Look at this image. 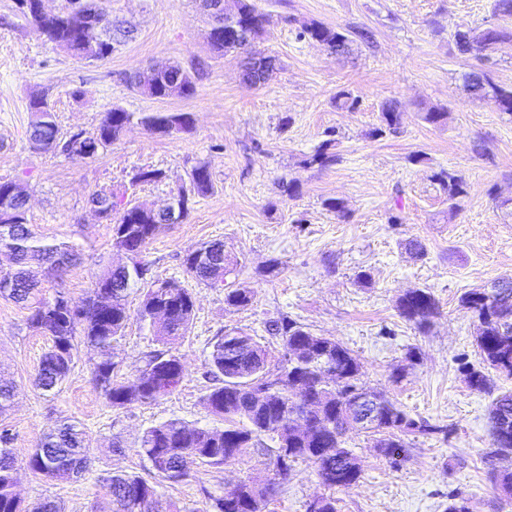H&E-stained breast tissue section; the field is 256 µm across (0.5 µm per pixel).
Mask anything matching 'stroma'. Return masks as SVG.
Listing matches in <instances>:
<instances>
[{
	"label": "stroma",
	"instance_id": "1",
	"mask_svg": "<svg viewBox=\"0 0 512 512\" xmlns=\"http://www.w3.org/2000/svg\"><path fill=\"white\" fill-rule=\"evenodd\" d=\"M272 16L257 44L279 66L264 85L242 83L234 55L217 58L206 42L208 19L197 0H110L114 18L136 29L103 62L78 60L28 29L14 0H0V179L29 193L27 219L38 237L74 242L82 259L63 281L40 280L41 297L64 289L74 300L89 291L95 273L118 263L112 227L93 212L96 192L122 193L147 207L166 205L172 190L188 186L189 173L206 163L213 193L196 199L187 218L149 244L154 278L184 282L195 298L191 329L178 344L185 364L181 384L156 403L110 407L91 382L87 349H80L67 381L53 393L33 380L50 342L27 324L26 306L0 297V373L17 395L0 414L15 435L17 492L24 506L57 502L62 512H95L105 502V481L128 472L154 479L147 458L135 451L144 429L170 419L221 426L204 401L212 386L207 356L216 336L240 330L280 359L268 321L287 316L317 335L339 341L359 359L361 382L397 401L413 418L441 426L431 437L407 436L405 461L378 454L366 433L352 430L347 447L362 463L357 486L334 490L338 512H445L449 494L470 512H512L495 470L512 469V453L491 456L489 394L470 388L466 374L483 369L476 345L478 320L461 296L512 277V116L472 96L463 75L475 61L460 54L456 31L490 20L493 0H256ZM365 28L370 41H355L348 54H332L300 38L303 23ZM168 61L204 64L197 92L157 99L132 87L129 75ZM358 96L356 109H339L337 91ZM47 93L62 132L94 131L103 112L118 106L135 113H190L191 132L164 136L130 125L92 159L32 149L27 104ZM401 105L397 132L374 136L380 106ZM432 107L447 109L439 124ZM330 143L335 164L305 160ZM163 171L161 181L131 186L138 168ZM448 170L462 176L467 195L457 209L434 179ZM342 201L345 218L327 210ZM418 239L423 257L409 254ZM219 239L238 258L237 284L254 289L245 309L230 307L224 292L190 279L184 256ZM371 279L361 282L360 272ZM429 289L439 310L419 330L402 319L397 301ZM158 344L148 326L131 316L117 346L119 379H133ZM415 358H408V351ZM64 418L77 421L89 439V471L50 481L25 461L40 436ZM121 451H114L113 442ZM270 458L249 453L224 467L201 466L179 483H157L159 512H205L207 494L221 495L256 474H271ZM305 463L279 481L267 512H305L323 493Z\"/></svg>",
	"mask_w": 512,
	"mask_h": 512
}]
</instances>
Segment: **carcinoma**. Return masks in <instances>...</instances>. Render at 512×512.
<instances>
[{"label": "carcinoma", "instance_id": "obj_1", "mask_svg": "<svg viewBox=\"0 0 512 512\" xmlns=\"http://www.w3.org/2000/svg\"><path fill=\"white\" fill-rule=\"evenodd\" d=\"M70 2L72 0H65L63 7L53 15L43 12L38 0H23L16 11L34 33L80 60L105 61L112 56L115 45L134 38L133 27L112 18L108 0H85L86 5L79 12L70 8ZM233 2L234 8L225 14V19L245 25L251 33V42L215 43L210 45L211 52L219 57L236 54L238 66L245 75L255 67H265L267 72H272L278 65V58L253 50V43L263 37L271 24V15L260 9L254 0ZM492 18L491 22L462 32L464 43L457 45V49L480 63L464 75L467 89L493 102L497 111L512 116V88L494 83L485 68L498 45L512 39V27L505 25L512 21V0H494ZM299 37L313 40L336 54L345 53L355 37L371 40L366 29L344 32L319 23L302 25ZM201 70L200 66L186 68L178 62H167L164 68L147 73L135 87L156 98L189 97L197 91ZM29 112L30 143L41 144L43 152L63 154L62 144L83 138L96 146V151L87 155L89 159L111 145L134 122L163 135L187 133L192 129V118L187 112L137 116L112 107L104 112L93 132L80 130L63 135L52 106L41 93L30 96ZM400 115L399 102H383L380 125L373 135L396 132ZM330 147L329 142L319 147L307 163L320 167L335 163L337 156L330 152ZM161 178L162 172L157 169L140 168L131 178V186L155 183ZM434 178L447 191L448 204L452 207L467 193V184L459 176L441 171ZM213 190L208 166L198 164L190 173V188L181 187L176 191L184 204L183 215L189 213L191 198L204 197ZM8 191L13 192L9 205L20 211L21 219L11 225L7 235H0V247L6 249L11 258L9 267L0 268V281L11 282V287L0 288V297L23 303L30 301L37 288L33 265L47 266L58 278L79 259L80 252L75 244L49 243L35 236L26 220L28 195L15 181L0 180V205L4 203L3 194ZM91 202L100 206L101 218L112 225V249L118 253L124 249L134 252V269L114 265L103 268L96 274L89 295L76 303L78 313L74 315L50 310L56 303H73L63 291L29 306L30 326L51 341L40 362L36 383L45 392L57 390L71 375L78 348L83 345L94 353L91 380L110 406L126 409L152 403L173 393L184 377L185 367L176 344L189 331L195 314V299L190 289L176 280L148 278L150 265L146 261V250L163 226L159 217L146 206L112 192H97ZM183 266L191 278L214 287L207 270L194 266L187 255ZM133 288L143 289L139 318L163 348L149 352L133 380L122 382L115 376L112 344L124 336L129 319L127 298ZM253 299L254 291L249 288L224 289V302L229 306L246 308ZM461 303L479 320L481 339L477 340V346L483 361L491 369L512 376V277L500 278L488 288L464 293ZM158 309L165 310L166 321H154L153 313ZM397 310L406 321L425 328L437 315L438 305L429 289L417 288L399 299ZM267 332L281 340L282 357L274 365L268 351L242 331L228 332L215 339L207 363L214 385L206 394L205 402L213 414L227 422L224 428L190 426L174 419L146 428L139 441V452L169 482L185 479L198 464L220 468L248 451H263L265 436L275 441L271 461L274 477L259 475L242 481L235 499L207 494L210 512H264L276 494L275 478L287 479L299 461L311 463L319 483L329 490L349 489L362 475L358 458L345 446L348 428L344 426L349 397L360 386L358 359L336 340L314 335L286 316L269 322ZM277 370L293 376L288 388H269L263 400H254L250 389L256 384H266L268 375ZM326 373L337 376L339 382L325 384ZM468 383L477 391L493 393L490 379L481 370L469 371ZM377 396L380 418L377 425L366 431L377 435L375 447L389 460H394L397 453L406 452L402 436L428 437L444 431L441 426L410 417L383 392H377ZM490 416L492 447L500 452L512 451V441L501 442L498 431L501 418L506 417L512 434V391L496 395ZM302 422L314 429L312 437L295 431ZM87 453L86 432L77 422L64 418L54 430L39 439L25 464L47 478L66 481L85 471ZM16 474L17 461L0 458V512H61L60 506L51 500L23 510L14 493ZM106 483L109 512H154L157 490L146 479L135 474L115 473ZM306 512H336V500L325 494L316 495L307 502Z\"/></svg>", "mask_w": 512, "mask_h": 512}]
</instances>
